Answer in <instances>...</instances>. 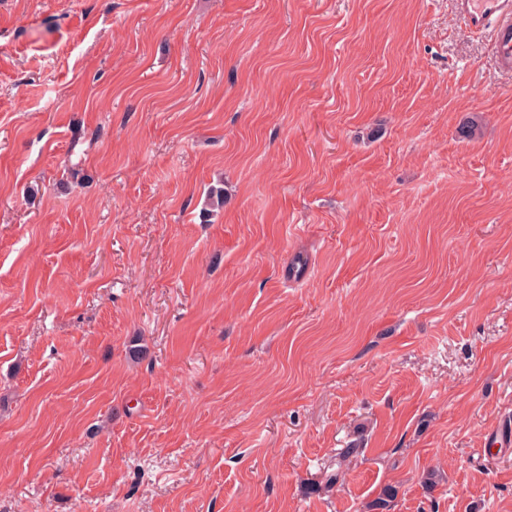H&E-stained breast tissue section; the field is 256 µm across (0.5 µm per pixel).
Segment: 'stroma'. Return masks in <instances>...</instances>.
<instances>
[{"mask_svg":"<svg viewBox=\"0 0 512 512\" xmlns=\"http://www.w3.org/2000/svg\"><path fill=\"white\" fill-rule=\"evenodd\" d=\"M511 423L493 26L0 0V512H512Z\"/></svg>","mask_w":512,"mask_h":512,"instance_id":"obj_1","label":"stroma"}]
</instances>
